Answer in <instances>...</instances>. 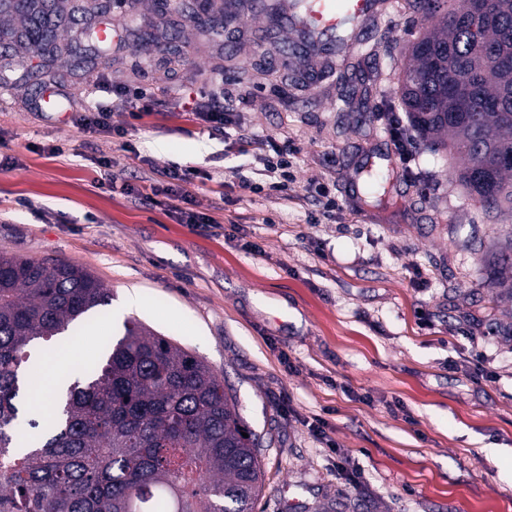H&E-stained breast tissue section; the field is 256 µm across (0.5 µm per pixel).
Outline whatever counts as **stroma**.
I'll use <instances>...</instances> for the list:
<instances>
[{
    "instance_id": "stroma-1",
    "label": "stroma",
    "mask_w": 512,
    "mask_h": 512,
    "mask_svg": "<svg viewBox=\"0 0 512 512\" xmlns=\"http://www.w3.org/2000/svg\"><path fill=\"white\" fill-rule=\"evenodd\" d=\"M58 8L53 61L0 41V252L79 263L111 288L82 352L134 317L223 373L263 440L257 512H512V296L488 265L512 211L486 215L453 175L463 159L417 137L387 206L357 191L367 157H394L386 115L401 109L421 14L389 0L336 84L301 55L283 67L288 35L216 40L161 0ZM84 25L109 30L103 50L70 52ZM105 81L146 89L150 110L134 122L137 100H115L116 135L82 133L72 113L103 100ZM203 93L224 126L188 111ZM256 137L295 146L287 192L251 191L268 179L264 155L239 146ZM174 165L201 172L190 207L211 225L170 214Z\"/></svg>"
}]
</instances>
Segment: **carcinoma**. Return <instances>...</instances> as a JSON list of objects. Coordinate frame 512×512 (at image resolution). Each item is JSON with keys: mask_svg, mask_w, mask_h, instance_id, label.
<instances>
[{"mask_svg": "<svg viewBox=\"0 0 512 512\" xmlns=\"http://www.w3.org/2000/svg\"><path fill=\"white\" fill-rule=\"evenodd\" d=\"M424 31L400 102L426 142L466 159L483 210H512V0H413ZM377 205L388 179L369 176ZM512 274V230L491 253ZM112 293L87 267L0 253V512H254L260 439L224 376L135 320L62 381L44 419L21 389ZM248 437H243L242 433Z\"/></svg>", "mask_w": 512, "mask_h": 512, "instance_id": "1", "label": "carcinoma"}]
</instances>
